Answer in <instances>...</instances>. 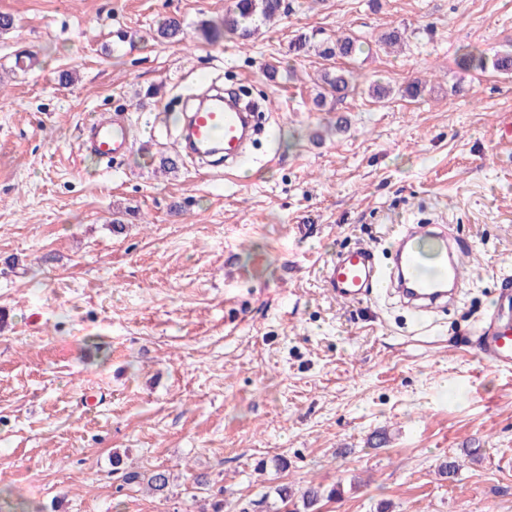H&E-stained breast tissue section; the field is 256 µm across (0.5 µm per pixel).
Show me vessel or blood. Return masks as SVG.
I'll use <instances>...</instances> for the list:
<instances>
[{"mask_svg":"<svg viewBox=\"0 0 512 512\" xmlns=\"http://www.w3.org/2000/svg\"><path fill=\"white\" fill-rule=\"evenodd\" d=\"M249 131L247 113L238 111L219 90L208 108L186 114L181 147L202 161L218 158L234 163ZM80 148L105 160L123 156L131 149L130 130L123 119L99 116L87 128ZM469 248L468 242L449 237L444 226L411 224L397 234L391 264H379L373 249L360 245L337 253L322 271L323 282L331 294L348 303L396 289L421 319L451 303L462 283L459 256ZM428 262L435 266L436 275H423ZM476 346L492 367L512 370V282H502L497 307L480 328Z\"/></svg>","mask_w":512,"mask_h":512,"instance_id":"b4317fda","label":"vessel or blood"}]
</instances>
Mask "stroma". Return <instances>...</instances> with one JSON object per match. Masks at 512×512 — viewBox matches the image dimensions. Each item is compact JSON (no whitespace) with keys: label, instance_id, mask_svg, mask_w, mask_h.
Returning a JSON list of instances; mask_svg holds the SVG:
<instances>
[{"label":"stroma","instance_id":"obj_1","mask_svg":"<svg viewBox=\"0 0 512 512\" xmlns=\"http://www.w3.org/2000/svg\"><path fill=\"white\" fill-rule=\"evenodd\" d=\"M290 3L243 46L194 38L232 0H0V512H239L310 481L337 489L321 512H512V371L468 342L512 276V76L458 63L512 43V0ZM171 16L184 40L155 39ZM302 32L363 41L355 91L315 106ZM211 81L269 101L268 136L238 172L163 173L164 115ZM101 113L130 125L126 156L79 151ZM403 224L472 243L458 305L416 323L336 302L324 265L359 244L390 261ZM124 480L129 485L146 484L156 495H162L169 487L170 479L166 471H152L141 473L139 471H127Z\"/></svg>","mask_w":512,"mask_h":512}]
</instances>
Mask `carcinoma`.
I'll return each instance as SVG.
<instances>
[{"label": "carcinoma", "mask_w": 512, "mask_h": 512, "mask_svg": "<svg viewBox=\"0 0 512 512\" xmlns=\"http://www.w3.org/2000/svg\"><path fill=\"white\" fill-rule=\"evenodd\" d=\"M286 10L285 0H235L232 9L224 15L221 24L204 20L196 26L198 38L215 42L224 34H231L246 44L255 34L258 25L278 18ZM184 29L179 19L170 17L157 29L156 36L163 40H182ZM316 48L317 55L325 61L337 58H351L362 51V42L350 35L334 40H316V35L300 34L291 41V51L296 55L306 54ZM459 64L465 68L483 71L487 68L486 58L475 49L465 47L459 56ZM321 91L314 98L317 106L325 104L327 97L339 99L348 95L351 79L348 71L328 67L320 77ZM124 480L129 485L144 484L155 494H163L169 487V474L165 471L141 473L127 471ZM277 505H266L268 512H319V504L336 495V488H325L322 484L308 482L300 491L288 484L274 488Z\"/></svg>", "instance_id": "cac0c4a2"}]
</instances>
